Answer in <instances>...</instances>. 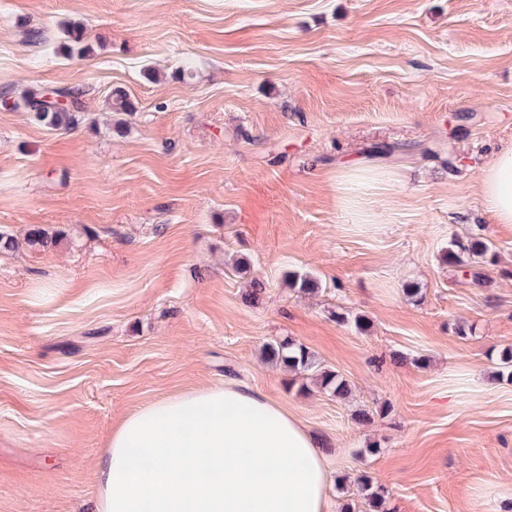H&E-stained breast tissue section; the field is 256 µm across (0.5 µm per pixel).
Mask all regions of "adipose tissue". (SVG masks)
Masks as SVG:
<instances>
[{
	"mask_svg": "<svg viewBox=\"0 0 512 512\" xmlns=\"http://www.w3.org/2000/svg\"><path fill=\"white\" fill-rule=\"evenodd\" d=\"M487 213L512 224V145L482 166ZM317 435L234 382L184 391L122 418L97 461L95 512H328Z\"/></svg>",
	"mask_w": 512,
	"mask_h": 512,
	"instance_id": "ef3b65f1",
	"label": "adipose tissue"
}]
</instances>
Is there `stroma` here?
<instances>
[{"label":"stroma","mask_w":512,"mask_h":512,"mask_svg":"<svg viewBox=\"0 0 512 512\" xmlns=\"http://www.w3.org/2000/svg\"><path fill=\"white\" fill-rule=\"evenodd\" d=\"M44 87L82 90L72 130L0 107V512H91L122 417L227 380L322 438L332 512L362 474L387 512H512V224L477 191L512 0H0V100ZM474 234L495 255L454 277ZM283 339L348 395L268 362Z\"/></svg>","instance_id":"35a3bbf8"}]
</instances>
